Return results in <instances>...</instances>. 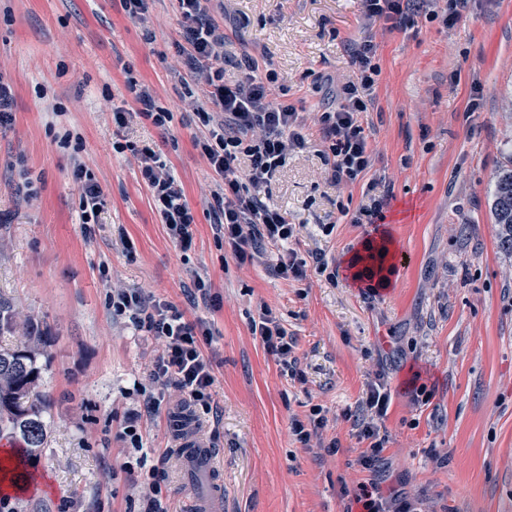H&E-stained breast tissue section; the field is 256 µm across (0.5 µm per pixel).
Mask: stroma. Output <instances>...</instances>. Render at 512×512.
I'll return each instance as SVG.
<instances>
[{
    "label": "stroma",
    "mask_w": 512,
    "mask_h": 512,
    "mask_svg": "<svg viewBox=\"0 0 512 512\" xmlns=\"http://www.w3.org/2000/svg\"><path fill=\"white\" fill-rule=\"evenodd\" d=\"M213 15L233 31L235 53L287 74L295 105L325 103L321 76L352 79L349 45L377 44V102L361 123L375 149L366 181L389 189L385 220L351 223L366 181L342 191L325 176L310 123L307 148L280 170L269 203L296 225L299 258L324 253L328 269L277 278L278 246L240 263L215 235L216 176L193 146L197 116L180 106L190 88L170 76L181 39L176 0H151L141 20L120 0H0V72L14 92L13 121L0 128V212L10 216L0 223V301L15 314L0 345L36 327L47 409L45 448L32 465L38 489L9 494L11 512H141L153 478L125 471L122 436L135 411L166 475L168 512L206 491L175 459L171 423L180 415L223 463L224 512H357L366 445L344 413L378 380L391 393L380 423L390 484L431 512H512V255L499 249L491 213L495 177L512 160V0H470L465 21L422 18L414 32L367 23L361 0H230ZM130 75L174 104L167 129L117 130L113 107L134 106ZM67 133L79 151L60 148ZM116 141L151 147L170 166L195 214L191 250L169 238L136 159ZM77 162L105 194L89 238ZM381 226L399 244L397 284L372 296L340 260ZM200 279L216 303L201 299ZM115 288L211 325L215 412H196L173 389L159 413L146 411L135 384L162 343L113 317ZM266 309L295 337L304 382L284 375L253 335ZM316 404L337 453L303 447L290 432L292 417Z\"/></svg>",
    "instance_id": "1"
}]
</instances>
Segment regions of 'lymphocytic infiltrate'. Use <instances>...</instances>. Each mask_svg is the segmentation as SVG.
Listing matches in <instances>:
<instances>
[{
  "label": "lymphocytic infiltrate",
  "instance_id": "1",
  "mask_svg": "<svg viewBox=\"0 0 512 512\" xmlns=\"http://www.w3.org/2000/svg\"><path fill=\"white\" fill-rule=\"evenodd\" d=\"M177 2L182 24L177 50L184 68L174 71L173 77L183 83L193 82L199 92L188 106L202 125L193 144L217 177L218 189L213 197L218 204V220L214 229L218 240L230 246L236 259L250 261L265 245L286 243L294 235L293 225L267 200L289 154L307 146L303 110L282 100L284 77L253 56H242L238 62L240 77L226 81L224 65L230 36L212 16L211 0ZM361 2L367 21L383 20L394 29L414 26L416 18L435 15L436 0ZM377 50L369 40L352 45L355 76L334 88L331 104L318 118L325 171L339 186L363 178L374 162L375 152L360 115L375 106L381 73ZM126 83L136 106L114 108L117 128H126L136 119L159 128L172 121L171 110L160 105L149 85L132 77ZM137 156L141 178L170 238L181 250L191 249L195 217L183 189L155 150L145 147ZM72 178L80 191L82 229L89 237L104 204V190L82 164H74ZM110 306L114 316L127 317L136 330L162 339L163 350L150 371L152 384L176 389L203 412H210L215 377L205 347L211 342V328L202 320L187 319L171 303L146 298L135 288L113 290ZM252 331L261 336L267 352L288 377L302 379L295 342L271 311H264ZM390 402L391 395L382 384H370L352 415L358 438L369 443L359 462L373 474L380 468L386 442L378 423L386 416ZM354 500L362 512H425L422 502L393 489L381 490L375 477L358 485Z\"/></svg>",
  "mask_w": 512,
  "mask_h": 512
}]
</instances>
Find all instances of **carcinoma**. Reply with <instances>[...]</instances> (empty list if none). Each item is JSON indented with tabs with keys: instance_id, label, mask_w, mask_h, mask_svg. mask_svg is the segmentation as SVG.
Returning <instances> with one entry per match:
<instances>
[{
	"instance_id": "obj_1",
	"label": "carcinoma",
	"mask_w": 512,
	"mask_h": 512,
	"mask_svg": "<svg viewBox=\"0 0 512 512\" xmlns=\"http://www.w3.org/2000/svg\"><path fill=\"white\" fill-rule=\"evenodd\" d=\"M491 212L499 248L512 254V165L502 168L496 177ZM38 341L39 337L29 333L14 347H0V437L8 435L20 443L12 449L17 459L14 471L29 466L45 445L47 425L36 392Z\"/></svg>"
}]
</instances>
